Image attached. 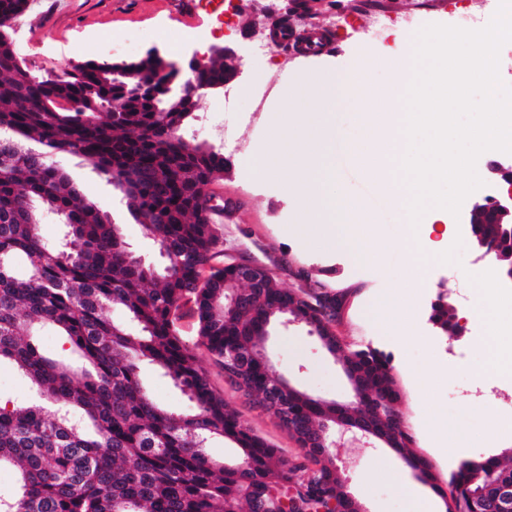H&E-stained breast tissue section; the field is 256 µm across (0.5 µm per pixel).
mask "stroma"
<instances>
[{"label": "stroma", "mask_w": 512, "mask_h": 512, "mask_svg": "<svg viewBox=\"0 0 512 512\" xmlns=\"http://www.w3.org/2000/svg\"><path fill=\"white\" fill-rule=\"evenodd\" d=\"M399 20L395 33L415 34L428 24H464L474 29L484 13L482 0H386ZM376 0H343L341 11L317 13L315 24L331 30L338 49L320 56L289 61L282 76L296 83L308 69L332 68L343 74L358 67L371 69V88L379 92L401 80L394 38L378 39L375 29L380 14ZM212 18L190 0H31L25 15L14 24V40L28 39L22 59L40 76L58 75L86 61L85 45L118 31L163 28L190 33L207 28ZM223 90H207L197 99L192 120L183 130L185 138L212 146L231 159L221 182L206 186L209 194L235 203L218 230L224 253L265 265L283 289L322 287L346 297L335 331L345 349L372 348L383 353L394 368L400 389V408L415 443L413 452L426 458L435 474L448 478L468 449L437 442L435 429L454 425L467 430L472 439L484 440V455L512 448V421H505L502 402H474L464 397L462 387L471 383L482 361L479 347L486 333L482 318L473 316L475 302L495 298L496 288L477 270L471 245H463L455 264L429 261L422 286L411 287L412 269L400 245L405 226L398 209L388 205L380 187L368 179L351 158L337 161L340 184L363 198L380 216L372 234L380 244L377 256L368 262L352 258L343 247L320 241L317 225L302 223L294 204L284 194L285 178L294 168H277L267 179H255L246 166L252 149L264 141L272 120L266 108H254L250 99L237 97L224 130L207 127L206 116ZM57 165L80 187L85 198L106 211L119 224L130 250L143 262L162 265L158 246L130 215L122 194L108 185L91 165L61 154ZM455 295L453 313L463 328L455 341H448L430 321L432 305L441 295ZM391 297L408 311L404 326L383 325L371 313L380 299ZM265 353L277 373L315 398L346 402L351 387L340 355L328 353L316 335L303 325L284 326L274 320L269 328ZM217 391L239 412L252 430L278 448L289 463L301 465L305 458L296 442L276 420L253 407L217 366H209ZM140 381L157 404L175 413L188 412V398L159 371L142 366ZM338 457L347 461L343 474L348 493L362 512H416L419 499L430 500L433 512H446V500L434 492L418 473L393 450L378 443L351 451L341 448Z\"/></svg>", "instance_id": "stroma-1"}]
</instances>
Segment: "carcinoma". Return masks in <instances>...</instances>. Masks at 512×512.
<instances>
[{
  "label": "carcinoma",
  "instance_id": "1",
  "mask_svg": "<svg viewBox=\"0 0 512 512\" xmlns=\"http://www.w3.org/2000/svg\"><path fill=\"white\" fill-rule=\"evenodd\" d=\"M29 0H0V362L11 361L31 386V397L0 405V465L19 472L17 493L0 498V512H282L283 490L296 512L330 508L336 476L324 466L291 465L240 418L200 363L203 349L228 377L241 355L261 342L265 323L286 315L288 292L270 279L224 309L238 291L230 268L213 261L224 254L215 225L207 222L204 187L224 179L228 160L211 146L182 135L197 99L174 98L160 80L136 87L161 63L150 56L115 62L90 59L54 78L31 72L11 38ZM194 82H224V56L194 66ZM125 99L126 111L108 107ZM38 143L24 150L17 139ZM60 152L93 165L107 182L136 177L126 199L133 217L151 234L164 259L162 271L141 262L120 227L52 160ZM64 228L55 245L39 232L43 213ZM309 319L321 338L336 342L333 323L340 302L313 296ZM192 304L197 334L179 327ZM119 306L128 323L107 321ZM66 336L81 358L74 368L44 356L30 337L44 328ZM144 363L156 366L188 396L193 410L175 414L143 389ZM369 374L365 389L380 399L390 388L389 361L379 354L353 362ZM272 372L254 358L238 388L255 407L269 411ZM299 420L333 422L336 403L305 400ZM213 439L237 445L245 461L228 468L206 451ZM440 494L428 461L397 448ZM512 474L495 456L475 469L462 461L455 481L470 486L480 505L498 476Z\"/></svg>",
  "mask_w": 512,
  "mask_h": 512
}]
</instances>
